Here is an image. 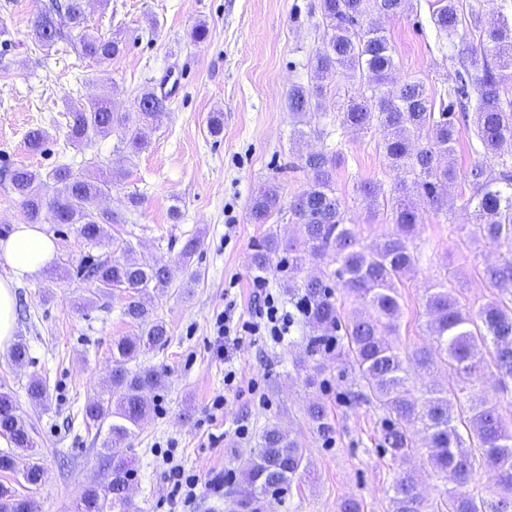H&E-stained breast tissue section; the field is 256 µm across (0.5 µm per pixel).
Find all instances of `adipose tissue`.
<instances>
[{
	"mask_svg": "<svg viewBox=\"0 0 512 512\" xmlns=\"http://www.w3.org/2000/svg\"><path fill=\"white\" fill-rule=\"evenodd\" d=\"M57 255L55 239L38 224L14 225L9 235L0 238V260L10 268L9 276L0 277V353L11 346L17 332V285L40 277Z\"/></svg>",
	"mask_w": 512,
	"mask_h": 512,
	"instance_id": "obj_1",
	"label": "adipose tissue"
}]
</instances>
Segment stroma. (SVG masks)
Listing matches in <instances>:
<instances>
[{"label":"stroma","instance_id":"35a3bbf8","mask_svg":"<svg viewBox=\"0 0 512 512\" xmlns=\"http://www.w3.org/2000/svg\"><path fill=\"white\" fill-rule=\"evenodd\" d=\"M48 0H0V235L25 223L18 196L4 172L25 166L48 171L60 164L98 174L109 168L122 176L97 205L124 213L121 224L107 225L100 244H88L73 224H45L59 251L48 275L17 289V336L29 347L21 366L0 353V391L16 399L35 441L34 454L44 475L27 488L21 474L1 472L0 483L33 497L40 512H76L85 491L110 479L103 442L105 431L86 425L80 409L99 390L112 367V343L136 333L122 311L127 295L97 294L76 268L90 257L111 255L113 247L167 264L172 283L156 311L169 331L163 350L140 356L139 366L164 369L154 412L123 447L134 461L129 495L136 512H224L226 493L235 487L244 462L269 425L285 431L304 453L305 468L267 512H338L341 500L354 498L363 512H391L388 490L402 469L414 472L424 496L441 488L424 453L406 464L394 463L378 446L383 412L354 399L359 385L347 358L331 351L308 358L312 330L297 324L285 340L246 336L217 357L216 320L227 302L249 317L255 298L250 267L252 246L267 233L300 238V225L288 213L254 224L249 210L255 192L272 181L282 204L309 180L301 159L313 151H338L336 194L365 244L388 231L371 217L354 192L363 181L391 189L393 170L378 148L377 133L350 135L338 114L353 89L343 76L317 78L311 61L325 40L320 0H89L88 23L101 34L120 33L122 52L107 66L83 58L68 36L51 48L32 34L34 18ZM437 0H408L402 15L383 19L394 51V81L417 78L434 99H442L460 67L456 49L440 45L431 14ZM204 39L191 32L199 22ZM323 86V108L307 115L311 137H292L295 120L287 107L296 85ZM147 87L169 95L168 116L151 143L132 160L117 152L119 132L73 148L67 138L66 107L109 94L113 111L133 113ZM223 111L219 136L208 129L214 111ZM44 128L41 152H30L24 136ZM141 199L126 210L127 194ZM468 183L448 186V210L425 209L411 243L422 259L400 285L402 315L395 343L403 350L427 343L426 290L448 278L462 304L478 308L493 290L484 276L500 250L473 244L456 233L473 223ZM198 249L190 263L180 252L189 238ZM235 372L233 386L224 376ZM46 385L47 397L35 404L27 396L31 378ZM324 407L329 433L317 431L307 414L310 404ZM247 437L236 434L238 427ZM182 467L199 483L191 500L171 497L168 472Z\"/></svg>","mask_w":512,"mask_h":512}]
</instances>
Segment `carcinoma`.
Instances as JSON below:
<instances>
[{"label": "carcinoma", "instance_id": "obj_1", "mask_svg": "<svg viewBox=\"0 0 512 512\" xmlns=\"http://www.w3.org/2000/svg\"><path fill=\"white\" fill-rule=\"evenodd\" d=\"M86 0H52L36 17L35 41L50 47L70 32L78 31L77 52L98 64L112 61L121 52V40L90 32ZM432 22L438 37L454 43L469 28L481 30L480 42L460 51L461 64L448 85V102L435 106L424 83L410 79L399 87L388 86L396 67L393 48L380 20L402 13L407 0H320L327 41L313 60L318 74L351 72L358 87L341 113V125L353 134L376 131L378 145L391 166L403 173L394 192L385 198L381 184L362 182L358 197L367 209L380 207L392 229L374 247L363 243L356 225L346 222L336 196L334 174L339 156L315 152L302 168L310 174L305 189L290 201L288 212L305 232L292 241L271 232L251 255V267L266 273L271 267L283 273L281 287L294 302L304 304L305 320L317 335L310 339L308 356L324 349L336 336L345 341V354L357 368L362 390L358 397L375 402L384 412L380 448L394 462L407 460L416 450V436L424 437L428 461L443 481L435 498L420 494L414 475L402 472L391 488L392 512H512V413L476 395L474 382L493 373L499 385H512V100L504 86L512 78V18L499 16L481 27L480 12L460 9V0H437ZM320 85H295L288 93V110L298 117L321 107ZM168 96L146 89L138 97L136 119L112 111L109 98L72 103L68 107V138L73 146L93 136H106L119 127L123 143L136 154L149 144V131L167 109ZM471 131L484 155L498 159V175L487 173L484 162L464 175L472 188L467 200L475 222L469 238L475 243L505 248L500 263L485 269L494 296L472 310L448 287V280L428 289L425 311L430 317V344L410 352L399 348L392 336L402 314L399 284L419 261L410 247L423 213L410 198L418 196L436 211L447 207L448 183L456 179L448 155L463 132ZM117 174L93 177L60 165L46 174L26 167L11 174L14 192L22 201L27 223H41L42 212H51L56 224H75L90 244L103 237V226L119 224L118 213L93 207L95 199L112 189ZM53 184L48 197L43 188ZM279 186L271 183L255 196L250 216L266 224L279 207ZM330 257L336 263L338 284L331 285L306 265ZM77 273L95 283L97 292L127 293L124 315L138 328L133 337L113 341L114 367L106 389L88 397L83 418L97 428L108 425L112 444L111 480L102 490L91 489L78 512H131L126 495L134 475L132 460L121 444L135 436L140 423L155 408L151 393L164 372L127 365L145 350L162 349L169 333L155 314L154 299L169 287L166 265L128 250L119 259L99 257ZM352 295L361 310L343 318L336 289ZM437 364L448 372V386L427 389L421 396L409 388L410 368L428 373ZM0 434L23 451L32 447L28 425L12 395L0 392ZM304 455L288 435L268 427L258 436L256 450L241 469L239 488L225 501V512H265V504L288 492L303 468ZM494 471L489 489L473 484L477 469ZM0 512H38L35 501L0 486Z\"/></svg>", "mask_w": 512, "mask_h": 512}]
</instances>
